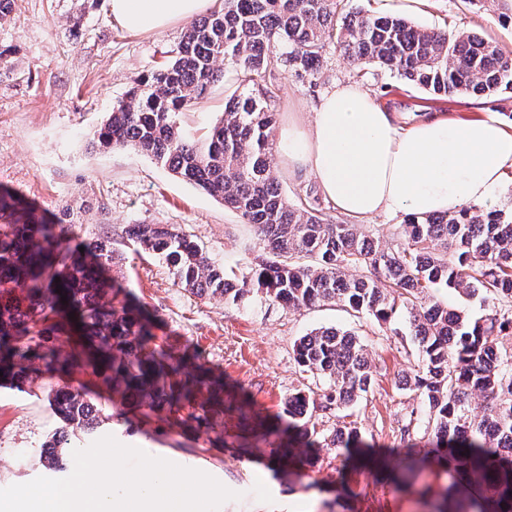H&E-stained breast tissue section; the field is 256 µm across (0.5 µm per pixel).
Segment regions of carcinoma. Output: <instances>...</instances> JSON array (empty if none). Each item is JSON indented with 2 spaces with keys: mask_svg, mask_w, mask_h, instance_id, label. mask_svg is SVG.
I'll list each match as a JSON object with an SVG mask.
<instances>
[{
  "mask_svg": "<svg viewBox=\"0 0 512 512\" xmlns=\"http://www.w3.org/2000/svg\"><path fill=\"white\" fill-rule=\"evenodd\" d=\"M469 2L489 3L502 21H512V0ZM345 7L346 0H224L222 9L187 29L177 55L140 79L97 132L101 146L152 156L255 226L262 255L250 278L229 287L224 268L168 224H130L127 235L139 249L162 256L175 281L201 296L236 303L256 290L293 309L339 302L380 326L404 315L418 364L401 384L421 401L404 435L420 427L431 431L435 453L407 458L401 482L416 480L426 465L442 466L485 495L453 496L429 512H512V347L499 341L512 334V212L468 204L412 215L404 224L405 243L396 247L347 221H326L310 192L294 200L282 192L271 165L278 88L266 82L282 66L317 76L332 44L354 66L377 63L435 95L490 96L512 89V56L468 32ZM226 60L252 93L230 95L219 122L188 141L178 114L222 81ZM113 262L110 240L73 246L65 225L45 221L0 189L3 378L23 385L87 372L145 417L163 410L183 427L224 440V405L232 401L224 400L223 382L159 339L139 309L106 299L115 290L106 276ZM441 291L480 295L492 306L473 316L435 300ZM294 353L312 385L288 396V427L243 404L238 413L254 420L256 436L287 440L288 457L302 466L312 464L320 444L356 459L364 448L356 429L345 426L327 438L308 427V414L317 407L340 411L370 393L366 345L352 332L321 327L297 339ZM51 403L63 426L43 449V461L57 469L71 455L72 434L94 433L101 410L83 385L57 386Z\"/></svg>",
  "mask_w": 512,
  "mask_h": 512,
  "instance_id": "1",
  "label": "carcinoma"
}]
</instances>
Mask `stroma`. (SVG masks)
Instances as JSON below:
<instances>
[{"mask_svg": "<svg viewBox=\"0 0 512 512\" xmlns=\"http://www.w3.org/2000/svg\"><path fill=\"white\" fill-rule=\"evenodd\" d=\"M351 11L400 15L425 28L469 31L512 55V25L476 10L467 0H347ZM187 22L155 33L134 34L112 17L109 0H15L0 20V188L32 201L38 214L62 219L82 240L110 236L118 259L113 269L125 290L158 318L157 335L175 352L194 357L236 391L251 409L272 418L304 374L293 345L311 330L336 326L355 331L366 344L373 391L340 412L314 411L322 435L349 424L365 442L385 453L381 467H359L338 477L331 448L320 449L314 466L296 476L275 453L276 436L240 450L245 432L236 411L224 413V448L207 434L180 428L165 415L143 420L103 401L112 418L97 436H113L146 453L174 455L238 492L219 512H423L422 500L438 499L451 477L432 467L413 485L394 483L402 458L403 428L420 400L400 379L416 362V349L394 329L349 315L334 303L294 310L252 293L242 302L200 296L173 281L166 263L140 255L126 237L131 224H172L193 237L211 262L236 278L248 277L258 254L254 228L236 212L174 177L146 154L132 149L92 148L95 131L134 83L172 57ZM278 125L292 112L313 111L320 95L339 82L368 88L385 111L441 113L479 118L512 113V90L490 97L431 98L377 64L351 65L327 48L317 77L279 68ZM237 88L232 66L207 99L178 116L191 139L221 117L224 100ZM51 383L0 384V488L45 475L39 450L61 425L51 409Z\"/></svg>", "mask_w": 512, "mask_h": 512, "instance_id": "stroma-1", "label": "stroma"}]
</instances>
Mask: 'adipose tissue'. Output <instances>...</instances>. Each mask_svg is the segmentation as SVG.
<instances>
[{"mask_svg": "<svg viewBox=\"0 0 512 512\" xmlns=\"http://www.w3.org/2000/svg\"><path fill=\"white\" fill-rule=\"evenodd\" d=\"M216 0H110L131 32L160 31L213 8ZM289 171L312 174L341 214L428 215L467 204L493 207V189L512 169V129L496 117L431 115L397 124L361 84L339 83L311 117L291 113L281 131Z\"/></svg>", "mask_w": 512, "mask_h": 512, "instance_id": "1", "label": "adipose tissue"}]
</instances>
